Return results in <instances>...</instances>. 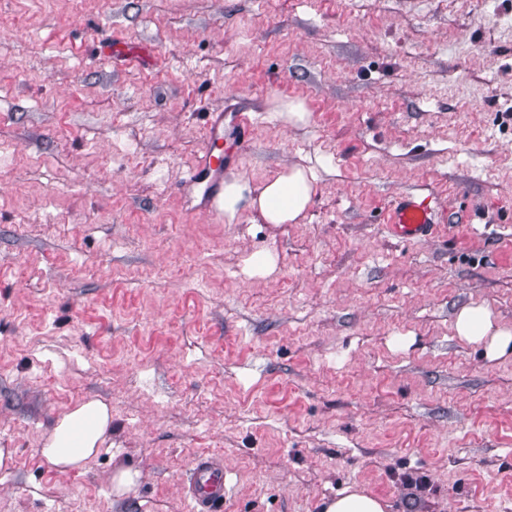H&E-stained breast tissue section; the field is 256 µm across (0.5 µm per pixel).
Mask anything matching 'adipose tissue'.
I'll return each instance as SVG.
<instances>
[{
  "label": "adipose tissue",
  "mask_w": 512,
  "mask_h": 512,
  "mask_svg": "<svg viewBox=\"0 0 512 512\" xmlns=\"http://www.w3.org/2000/svg\"><path fill=\"white\" fill-rule=\"evenodd\" d=\"M312 172L292 165L252 186L244 177L224 184V215L235 218L253 210L268 224H298L313 199ZM459 341L482 348L488 361L512 355V326L502 324L485 304L462 307L453 323ZM112 432V410L103 400H82L62 413L47 430L41 456L59 473L83 469L106 443Z\"/></svg>",
  "instance_id": "ef3b65f1"
}]
</instances>
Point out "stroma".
I'll list each match as a JSON object with an SVG mask.
<instances>
[{"label": "stroma", "mask_w": 512, "mask_h": 512, "mask_svg": "<svg viewBox=\"0 0 512 512\" xmlns=\"http://www.w3.org/2000/svg\"><path fill=\"white\" fill-rule=\"evenodd\" d=\"M219 109L225 178L312 170L303 223L194 209ZM406 193L430 237L390 235ZM473 302L512 326V0H0V512H193L203 457L218 512H512V357L458 341ZM87 398L112 436L58 473ZM112 432V410L103 400L84 399L62 413L47 430L41 456L59 473L83 469ZM224 466L217 459L197 462L193 478L187 488L196 512H212L224 503ZM141 474L138 470L119 465L112 473V494L115 497L122 498L134 491ZM388 504L382 499L369 495L359 488L321 503L320 512H387Z\"/></svg>", "instance_id": "1"}]
</instances>
